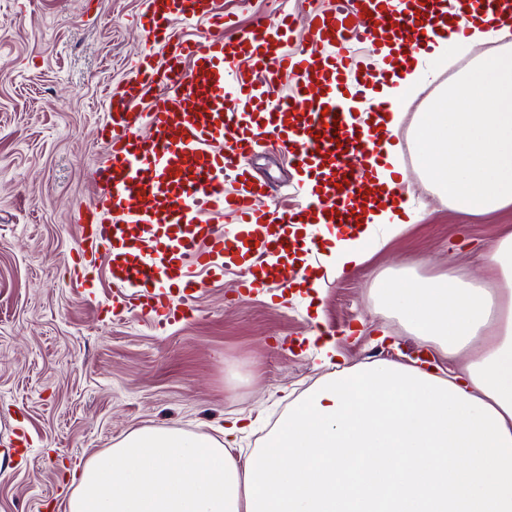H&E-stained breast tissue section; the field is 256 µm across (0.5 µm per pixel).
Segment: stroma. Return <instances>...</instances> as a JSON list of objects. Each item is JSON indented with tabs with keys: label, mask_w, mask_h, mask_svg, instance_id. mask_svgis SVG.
Segmentation results:
<instances>
[{
	"label": "stroma",
	"mask_w": 512,
	"mask_h": 512,
	"mask_svg": "<svg viewBox=\"0 0 512 512\" xmlns=\"http://www.w3.org/2000/svg\"><path fill=\"white\" fill-rule=\"evenodd\" d=\"M234 32L257 13L285 8L303 17L327 0H216ZM146 0H0V512H66L82 469L144 426L220 437L227 416L255 423L231 453L242 459L279 417L323 377L299 338L312 329L303 295L277 303L242 296L236 272L208 285L195 319L159 326L134 310L111 319L105 280L84 297L68 287L77 248L74 212L93 199L101 156L95 131L105 86H119L144 49L136 20ZM471 60L449 59L437 80L404 101L410 119L439 84ZM258 179L300 181L284 152L263 147L250 160ZM417 222L367 267L323 290V326L346 364L410 362L428 344L377 311L375 277L410 261L431 276L448 268V247L475 262L512 207L485 216L455 212L419 179Z\"/></svg>",
	"instance_id": "35a3bbf8"
}]
</instances>
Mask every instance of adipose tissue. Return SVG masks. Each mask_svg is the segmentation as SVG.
<instances>
[{
  "instance_id": "adipose-tissue-1",
  "label": "adipose tissue",
  "mask_w": 512,
  "mask_h": 512,
  "mask_svg": "<svg viewBox=\"0 0 512 512\" xmlns=\"http://www.w3.org/2000/svg\"><path fill=\"white\" fill-rule=\"evenodd\" d=\"M496 36L505 45L481 53ZM462 43L475 54L417 114L412 150L450 209L489 214L512 205V18L494 28L477 18L464 41L432 44L404 88ZM416 220L405 207L374 211L349 235L322 229L324 261L308 287L365 265ZM371 296L460 359V374L398 361L336 368V338L312 317L310 349L330 373L262 448L241 461L215 438L140 428L85 466L70 512H512V228L478 273L422 276L411 263L380 273Z\"/></svg>"
}]
</instances>
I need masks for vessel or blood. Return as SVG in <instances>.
Here are the masks:
<instances>
[{
  "mask_svg": "<svg viewBox=\"0 0 512 512\" xmlns=\"http://www.w3.org/2000/svg\"><path fill=\"white\" fill-rule=\"evenodd\" d=\"M505 15L512 0H329L308 11L312 42L296 49L287 12L228 36L215 0H147L139 28L148 49L121 90L105 92L103 156L93 200L76 214L71 289L105 274L114 318L136 308L171 323L190 318L230 265L243 268L246 294L307 280L321 228L355 229L401 199L402 184L389 189L372 175L384 140L371 117L392 106L383 87L399 86L430 43L465 34V20ZM199 21L201 37L179 34ZM286 77L294 85L284 94ZM263 139L315 180L299 205L284 207L282 189L251 172ZM217 214L234 217L232 230Z\"/></svg>",
  "mask_w": 512,
  "mask_h": 512,
  "instance_id": "1",
  "label": "vessel or blood"
}]
</instances>
